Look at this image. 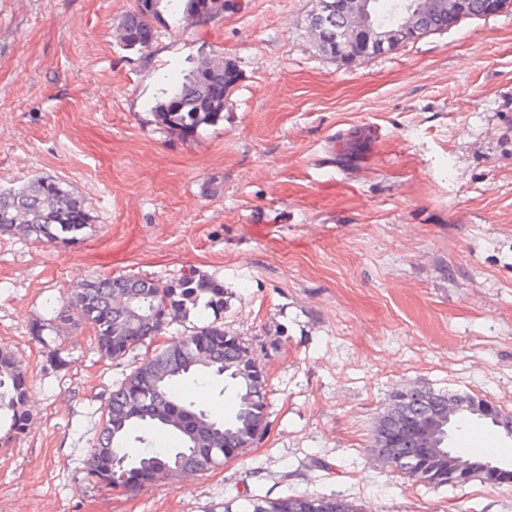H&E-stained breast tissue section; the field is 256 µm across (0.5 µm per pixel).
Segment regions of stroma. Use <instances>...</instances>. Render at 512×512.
<instances>
[{
  "label": "stroma",
  "mask_w": 512,
  "mask_h": 512,
  "mask_svg": "<svg viewBox=\"0 0 512 512\" xmlns=\"http://www.w3.org/2000/svg\"><path fill=\"white\" fill-rule=\"evenodd\" d=\"M231 3L205 27L168 20L136 51L117 33L134 0H0V187L49 175L91 215L71 247L0 235V349L29 384L26 430H0V512L331 494L363 512H512V487L433 490L368 451L409 385L512 413V0L350 65L317 49V0ZM215 55L239 76L223 120L190 140L155 123L163 92ZM191 269L224 284V327L267 374L268 428L176 483L87 481L115 384L213 314L114 361L88 325L47 322L92 276ZM449 434L512 469L491 425Z\"/></svg>",
  "instance_id": "1"
}]
</instances>
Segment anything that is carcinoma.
Instances as JSON below:
<instances>
[{"mask_svg": "<svg viewBox=\"0 0 512 512\" xmlns=\"http://www.w3.org/2000/svg\"><path fill=\"white\" fill-rule=\"evenodd\" d=\"M320 7L309 28L320 51L336 62L334 33L344 24L341 14ZM381 18L398 16L425 35L440 32L447 18L448 0H376ZM172 14L196 26L224 16V0H134L119 22L120 42L128 50H148V34L158 38L157 25ZM238 79L233 63L222 57L199 59L188 77L164 92L153 109L155 122L190 136L204 126L224 119V100ZM90 225L86 199L51 176H35L18 187L0 189V234L32 238L67 247L80 242ZM224 283L191 269L177 278L158 283L142 275H99L72 288L54 316L55 325L76 318L95 332L101 356L119 360L130 350L162 335L172 323L201 307L215 320L197 327L185 338L163 346L135 367L104 404L100 435L90 449L87 475L92 481L132 488L145 470L165 474L169 463L179 462L189 472L214 468L227 453L252 446L256 433L267 427V382L263 368L248 348L218 321L224 312ZM193 380L202 387L210 379L229 382L236 392L230 418L217 419L192 398L177 392V385ZM27 378L10 352L0 349V423L22 433L27 427L24 402ZM436 414V453L422 460L413 436L403 433L398 445L371 436L370 451L390 472L414 483L448 486V391L417 385L391 394V402L376 429L404 426L427 414ZM151 432V436L137 431ZM143 445L136 456L126 451L128 441ZM245 512H361L340 496H288L269 500L252 498Z\"/></svg>", "mask_w": 512, "mask_h": 512, "instance_id": "carcinoma-1", "label": "carcinoma"}]
</instances>
